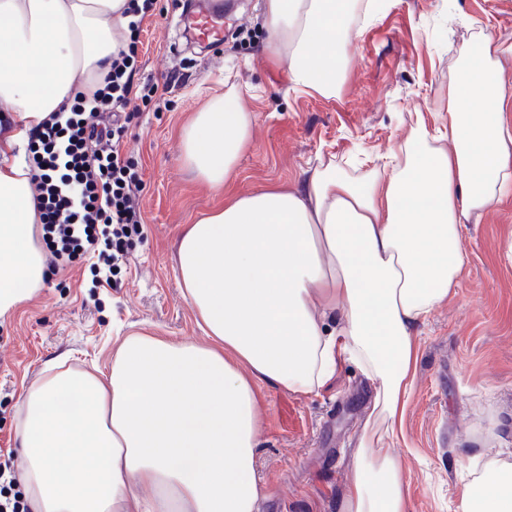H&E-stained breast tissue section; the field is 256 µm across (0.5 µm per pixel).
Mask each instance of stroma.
Returning a JSON list of instances; mask_svg holds the SVG:
<instances>
[{"label":"stroma","mask_w":512,"mask_h":512,"mask_svg":"<svg viewBox=\"0 0 512 512\" xmlns=\"http://www.w3.org/2000/svg\"><path fill=\"white\" fill-rule=\"evenodd\" d=\"M187 0H157L139 34L135 79L162 89L141 105L124 150L142 178L144 224L129 262L98 286L90 262L49 268L28 300L0 316V449L18 452L23 387L48 363L106 365L112 339L140 326L175 341L203 342L173 270L185 225L226 195L299 186L335 159L366 174L416 123L436 127L448 101V71L472 39L473 22L512 44V0H388L373 24L353 31V56L333 98L295 92L288 62L265 59L264 0H237L222 45H190ZM236 89L252 115V141L223 191L183 160L181 127L210 98ZM466 264L456 293L418 325L416 378L394 453L411 512H461L460 487L479 449L512 462V196L463 225ZM370 382L351 362L310 395L265 389L256 476L261 512H339L371 408Z\"/></svg>","instance_id":"35a3bbf8"}]
</instances>
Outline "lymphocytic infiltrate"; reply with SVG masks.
<instances>
[{"label": "lymphocytic infiltrate", "mask_w": 512, "mask_h": 512, "mask_svg": "<svg viewBox=\"0 0 512 512\" xmlns=\"http://www.w3.org/2000/svg\"><path fill=\"white\" fill-rule=\"evenodd\" d=\"M155 0H131V40L119 42L112 67L93 96L75 93L36 132L32 179L42 239L53 264L66 267L84 255L114 275L128 260L127 241L139 233L142 179L124 152L135 117L133 100L149 101L157 84H134L136 34Z\"/></svg>", "instance_id": "f902f5d3"}]
</instances>
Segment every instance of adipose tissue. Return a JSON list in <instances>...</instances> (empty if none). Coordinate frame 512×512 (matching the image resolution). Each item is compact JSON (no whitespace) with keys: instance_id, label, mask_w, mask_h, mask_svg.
I'll return each instance as SVG.
<instances>
[{"instance_id":"obj_1","label":"adipose tissue","mask_w":512,"mask_h":512,"mask_svg":"<svg viewBox=\"0 0 512 512\" xmlns=\"http://www.w3.org/2000/svg\"><path fill=\"white\" fill-rule=\"evenodd\" d=\"M129 0H0V314L41 287L25 146L92 93ZM384 0H265L268 60L294 90L340 89L348 35ZM448 72L442 129L411 128L382 171L327 162L301 187L255 189L186 225L174 273L206 341L116 338L106 377L51 364L22 394L17 482L30 512H259V389L309 395L341 362L374 388L340 512H409L390 451L417 362L413 331L455 293L462 225L512 187L511 98L487 27ZM237 92L180 130L186 165L223 188L250 143ZM454 144L453 151L441 140ZM461 512H512V463L486 460Z\"/></svg>"}]
</instances>
